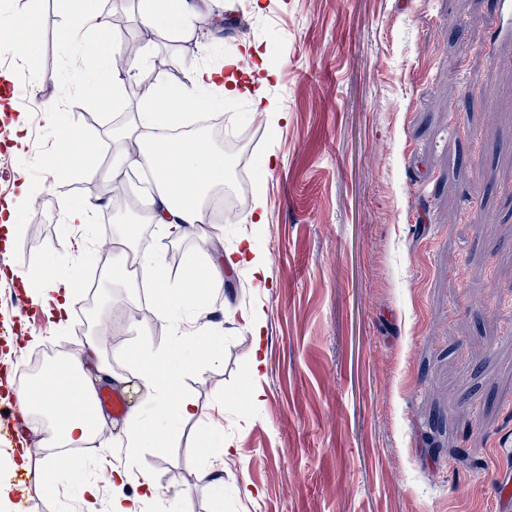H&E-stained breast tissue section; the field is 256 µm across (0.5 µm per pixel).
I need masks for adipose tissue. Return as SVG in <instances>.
Segmentation results:
<instances>
[{
    "label": "adipose tissue",
    "instance_id": "adipose-tissue-1",
    "mask_svg": "<svg viewBox=\"0 0 512 512\" xmlns=\"http://www.w3.org/2000/svg\"><path fill=\"white\" fill-rule=\"evenodd\" d=\"M197 13L195 0H149L141 20L145 28L160 35H171L184 27ZM72 55L76 67L68 68L77 92L82 93L89 106H101L94 93L96 79L119 81L123 68H134L141 61L140 53L130 55L125 66L100 55L87 47L80 38L74 43ZM224 72L219 66L196 67L188 83L170 87L157 85L148 103L139 107L135 128L138 140L147 144L135 159L137 165L156 170L165 184L155 200L156 221L168 231L188 235L198 232L206 222L203 200L210 189L223 182L225 161L222 155L209 150L196 139L161 140L157 129L171 124L174 117L187 107L213 109L221 98L212 94L222 82ZM138 263L144 277L150 280L155 294L161 299V312L176 322L177 329L170 343L163 348L144 344L129 355L126 374H116L102 358L98 343L89 342L79 355L65 367H50L31 386L19 391L18 407L23 414L39 413L44 419L43 432L49 443L80 446L101 434L107 424L104 411L94 401L101 385L116 383L121 390L132 389L137 394L126 414L120 435L115 441H105L104 448H117L120 465L115 473L119 484L138 478L140 492L130 496L117 492L112 500V512H142L144 502H154L157 512H173V501L162 494L148 474H136L135 468L143 449L163 448L167 435L161 429L164 421L193 416L196 402L182 393L181 372L177 361L187 353H202L218 359L220 346L215 337L202 336L181 328L179 322L185 309L183 298L174 292L164 263L155 255L142 254ZM56 272L43 278L37 298L56 295L55 314L66 320L81 286L75 271L76 261L67 253L56 255ZM221 264H188L180 282L191 289L195 306L211 301L210 292L223 281ZM230 441L217 429L207 431L199 443V455L207 467L210 485L224 487V464L232 455Z\"/></svg>",
    "mask_w": 512,
    "mask_h": 512
}]
</instances>
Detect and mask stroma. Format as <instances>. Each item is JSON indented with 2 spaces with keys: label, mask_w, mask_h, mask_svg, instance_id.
<instances>
[{
  "label": "stroma",
  "mask_w": 512,
  "mask_h": 512,
  "mask_svg": "<svg viewBox=\"0 0 512 512\" xmlns=\"http://www.w3.org/2000/svg\"><path fill=\"white\" fill-rule=\"evenodd\" d=\"M497 10L498 0H200L196 23L146 42L89 118L62 77L65 0H9L0 26L25 22L29 40L24 56L0 47V85L19 92L0 97V209L15 207L19 182L39 195L21 234L0 243V411L18 431L0 445L7 512L21 497L34 512H78L91 475L65 466L48 493L16 481L17 456L44 458L41 427L14 406L23 365L95 338L113 359L172 334L153 289L105 277L64 324L15 306L17 273L90 247L63 213L97 185L66 173L62 138L111 168L127 151L111 121L122 113L131 128L145 100L136 84L176 86L230 57L241 76L258 63L274 73L262 91L225 95L224 140L209 142L228 165L224 190L248 210L263 197L265 223H210L203 241L156 228L134 248L201 263L245 238L267 283L225 268L212 305L190 311L189 328L222 337V355L180 361L197 412L166 424V447L145 449L142 469L177 512H496V442L512 433V36L499 35ZM260 98L285 121L259 120ZM48 107L60 127L44 123ZM256 349L265 367L253 379ZM249 381L259 398L233 401ZM213 427L236 448L220 493L196 455ZM91 476L94 512H110L111 473Z\"/></svg>",
  "instance_id": "1"
}]
</instances>
